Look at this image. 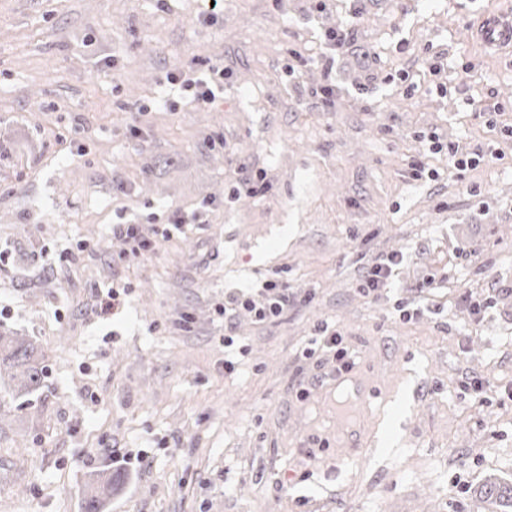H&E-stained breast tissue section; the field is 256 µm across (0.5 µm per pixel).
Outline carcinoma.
Here are the masks:
<instances>
[{"mask_svg": "<svg viewBox=\"0 0 512 512\" xmlns=\"http://www.w3.org/2000/svg\"><path fill=\"white\" fill-rule=\"evenodd\" d=\"M37 347L28 339L0 329V401L19 395H32L41 389L45 379ZM126 475L117 470L92 474L89 491L83 498V512H105L106 491L123 482ZM484 498L501 506L499 512H512V483L489 482L481 490Z\"/></svg>", "mask_w": 512, "mask_h": 512, "instance_id": "1", "label": "carcinoma"}]
</instances>
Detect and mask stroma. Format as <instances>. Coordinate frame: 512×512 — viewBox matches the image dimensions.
<instances>
[{"label":"stroma","mask_w":512,"mask_h":512,"mask_svg":"<svg viewBox=\"0 0 512 512\" xmlns=\"http://www.w3.org/2000/svg\"><path fill=\"white\" fill-rule=\"evenodd\" d=\"M510 8L224 0L205 25L200 0H0V325L46 368L0 408V512H80L90 473L142 449L109 512H492L477 489L512 481V53L471 25ZM196 58L230 69L223 101L154 105ZM327 80L331 111L303 105ZM430 134L489 159L456 170ZM242 164L269 189L225 204ZM203 204L205 223L121 261L113 224L151 233L163 208ZM394 252L393 285L364 296ZM272 276L308 299L265 326L239 312L225 372L216 308ZM114 284L130 296L111 318L94 295ZM322 325L356 365L299 400L295 369H317L297 354ZM402 255L392 254L378 259L363 278L362 290L366 296L374 295L395 276V268L401 263Z\"/></svg>","instance_id":"obj_1"}]
</instances>
